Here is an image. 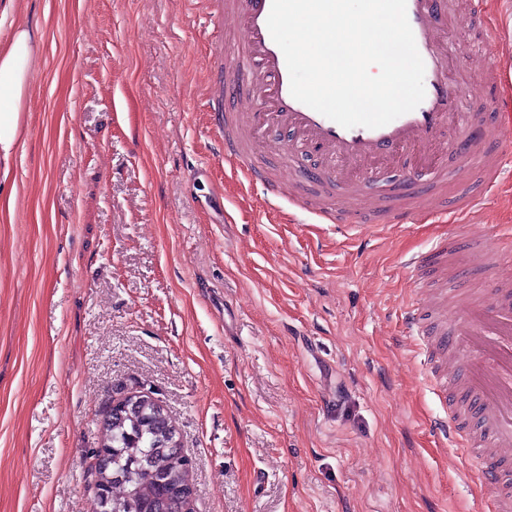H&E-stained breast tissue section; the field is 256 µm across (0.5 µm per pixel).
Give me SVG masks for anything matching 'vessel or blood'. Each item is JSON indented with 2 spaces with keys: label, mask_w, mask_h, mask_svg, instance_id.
Wrapping results in <instances>:
<instances>
[{
  "label": "vessel or blood",
  "mask_w": 512,
  "mask_h": 512,
  "mask_svg": "<svg viewBox=\"0 0 512 512\" xmlns=\"http://www.w3.org/2000/svg\"><path fill=\"white\" fill-rule=\"evenodd\" d=\"M221 7L224 21L240 35L234 63L222 66L217 94L228 107L219 116L224 132V162L248 184L261 186L270 208L288 201L321 224H342L369 236L386 224H412L444 213L445 192L460 172L481 171L473 189L460 195L457 212L468 218L483 212L480 226H466L475 246L462 259L457 278L486 273L493 298L461 293L453 300L461 320L436 311L426 291L448 282V252L455 234H448L426 257L405 264L408 287L414 294L403 308L412 341L427 340L432 356L431 384L443 400L447 417L438 424L447 431L464 460H473L478 447L496 449L499 464L480 467L482 481L492 487L488 512H512V251L498 247L499 231L492 219L502 203L490 190L512 157V29L488 19V0H407V17L425 65V97L413 111L375 129L344 128L293 98L285 57L267 26L272 0H209ZM476 30L475 41L453 38L459 17ZM465 68L483 85L497 112L491 125L470 110L453 73ZM280 127L297 136L301 145L317 149L319 169L298 167L293 148L276 151L287 180L267 176L257 167L258 134ZM397 168L411 190L386 183L387 169ZM462 379L469 408L451 398L448 387Z\"/></svg>",
  "instance_id": "1"
}]
</instances>
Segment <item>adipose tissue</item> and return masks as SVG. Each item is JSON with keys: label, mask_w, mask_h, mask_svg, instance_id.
I'll return each mask as SVG.
<instances>
[{"label": "adipose tissue", "mask_w": 512, "mask_h": 512, "mask_svg": "<svg viewBox=\"0 0 512 512\" xmlns=\"http://www.w3.org/2000/svg\"><path fill=\"white\" fill-rule=\"evenodd\" d=\"M38 35L28 27L16 28L0 48V155L9 156L20 129L22 99L35 58Z\"/></svg>", "instance_id": "ef3b65f1"}]
</instances>
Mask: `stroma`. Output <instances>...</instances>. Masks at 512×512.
<instances>
[{
    "label": "stroma",
    "mask_w": 512,
    "mask_h": 512,
    "mask_svg": "<svg viewBox=\"0 0 512 512\" xmlns=\"http://www.w3.org/2000/svg\"><path fill=\"white\" fill-rule=\"evenodd\" d=\"M36 30L0 213V512H91L105 402L161 401L195 512H482L434 428L403 263L443 219L360 241L225 191L203 0H0Z\"/></svg>",
    "instance_id": "1"
}]
</instances>
